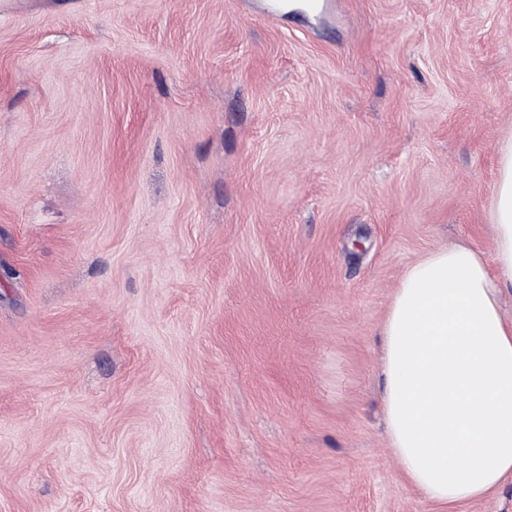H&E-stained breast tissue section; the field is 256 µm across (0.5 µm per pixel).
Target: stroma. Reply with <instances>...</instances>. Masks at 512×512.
<instances>
[{"label": "stroma", "instance_id": "35a3bbf8", "mask_svg": "<svg viewBox=\"0 0 512 512\" xmlns=\"http://www.w3.org/2000/svg\"><path fill=\"white\" fill-rule=\"evenodd\" d=\"M263 5L0 0V512H440L380 332L492 252L512 0Z\"/></svg>", "mask_w": 512, "mask_h": 512}]
</instances>
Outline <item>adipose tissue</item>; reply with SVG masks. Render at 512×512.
<instances>
[{"instance_id": "ef3b65f1", "label": "adipose tissue", "mask_w": 512, "mask_h": 512, "mask_svg": "<svg viewBox=\"0 0 512 512\" xmlns=\"http://www.w3.org/2000/svg\"><path fill=\"white\" fill-rule=\"evenodd\" d=\"M491 257L458 242L400 277L382 323L384 435L408 484L454 505L512 478V138L498 149Z\"/></svg>"}]
</instances>
